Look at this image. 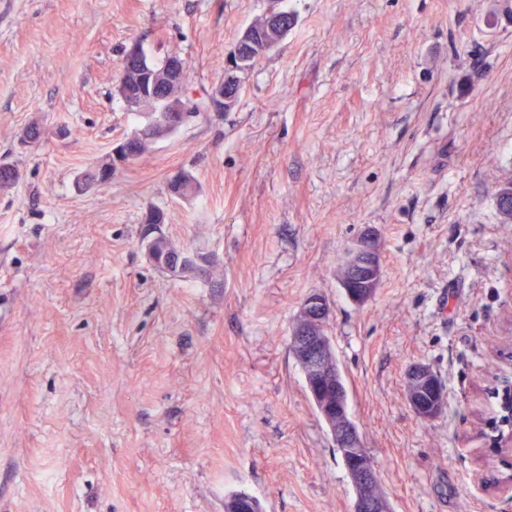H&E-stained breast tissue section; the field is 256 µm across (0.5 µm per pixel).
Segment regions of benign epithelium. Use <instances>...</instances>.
Returning a JSON list of instances; mask_svg holds the SVG:
<instances>
[{
  "instance_id": "1",
  "label": "benign epithelium",
  "mask_w": 512,
  "mask_h": 512,
  "mask_svg": "<svg viewBox=\"0 0 512 512\" xmlns=\"http://www.w3.org/2000/svg\"><path fill=\"white\" fill-rule=\"evenodd\" d=\"M257 34L246 29L234 48L227 54L224 79L213 86L208 94L211 109L223 112L237 103L249 65L258 59L252 54ZM186 62L178 56L167 58L165 67L157 72L143 63L140 49L133 45L123 58L117 92L127 98L137 92H150L158 108L143 116L136 132L117 142L112 148V165L127 163L135 158V143L157 130L174 132L191 117L190 109L174 104ZM382 274L379 248L376 241L366 234L357 240L347 253L341 268V284L348 298L357 304L371 299ZM329 308L319 295L308 296L303 305L290 340L294 358L304 373L309 396L319 410L322 420L331 430L336 447L355 491L353 512H390L388 503L375 491L377 479L373 461L365 452L356 426L336 431V413L349 410L346 388L336 381L330 339L324 332ZM408 385L413 388L409 404L414 414L423 421L440 415L444 401L429 402L424 394L429 390L444 391L438 376L427 366L410 369ZM228 512H256V504L248 494L232 497Z\"/></svg>"
}]
</instances>
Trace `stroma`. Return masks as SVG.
I'll return each mask as SVG.
<instances>
[{"mask_svg": "<svg viewBox=\"0 0 512 512\" xmlns=\"http://www.w3.org/2000/svg\"><path fill=\"white\" fill-rule=\"evenodd\" d=\"M272 10L295 24L231 111L86 185L139 121L116 92L130 46L183 58L198 100ZM33 122L45 141L22 143ZM1 158L21 178L0 191V512L238 493L352 512L290 351L313 294L393 512H512V434L491 428L512 384V0H0ZM367 228L382 276L359 306L339 267ZM159 235L207 275L157 268ZM417 364L446 388L429 422L405 395Z\"/></svg>", "mask_w": 512, "mask_h": 512, "instance_id": "obj_1", "label": "stroma"}]
</instances>
